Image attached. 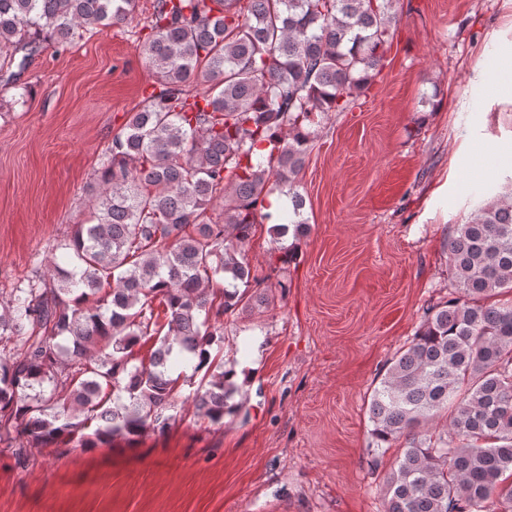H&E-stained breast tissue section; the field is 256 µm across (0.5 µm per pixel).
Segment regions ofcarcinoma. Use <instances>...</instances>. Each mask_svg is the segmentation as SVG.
Wrapping results in <instances>:
<instances>
[{"instance_id": "cac0c4a2", "label": "carcinoma", "mask_w": 512, "mask_h": 512, "mask_svg": "<svg viewBox=\"0 0 512 512\" xmlns=\"http://www.w3.org/2000/svg\"><path fill=\"white\" fill-rule=\"evenodd\" d=\"M397 0H154L145 58L158 77L100 169L91 223L48 274L0 301V443L110 448L163 432L180 396L214 425L238 411L224 369V315L253 300L237 249L288 186V222L309 224L294 183L317 120L347 112L384 66ZM138 0H0V58L117 25ZM205 87L193 92L190 85ZM224 198V223L208 216ZM458 296L428 309L371 396L375 437L405 446L385 512H512V181L447 242ZM510 298L490 302L502 294ZM155 340L148 362L135 347ZM189 375L170 376L177 367ZM200 381H195L197 375ZM452 408L451 432L421 428Z\"/></svg>"}]
</instances>
